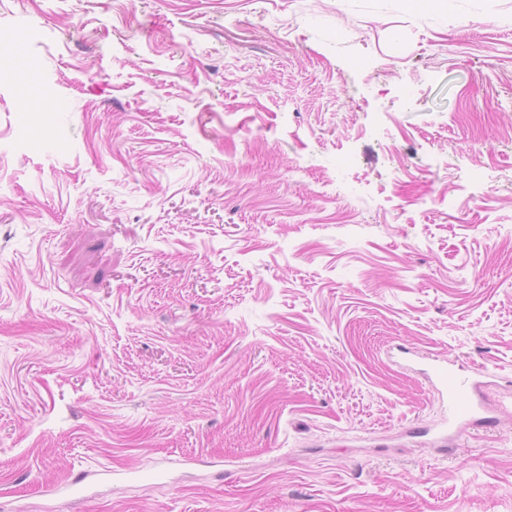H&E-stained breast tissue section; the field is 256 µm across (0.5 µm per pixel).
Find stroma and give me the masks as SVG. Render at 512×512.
Wrapping results in <instances>:
<instances>
[{
	"mask_svg": "<svg viewBox=\"0 0 512 512\" xmlns=\"http://www.w3.org/2000/svg\"><path fill=\"white\" fill-rule=\"evenodd\" d=\"M0 512H512V0H0ZM432 361L428 375L441 391H447L448 411L455 421H471L475 414L485 411L481 397L483 382L460 376L443 361Z\"/></svg>",
	"mask_w": 512,
	"mask_h": 512,
	"instance_id": "35a3bbf8",
	"label": "stroma"
}]
</instances>
